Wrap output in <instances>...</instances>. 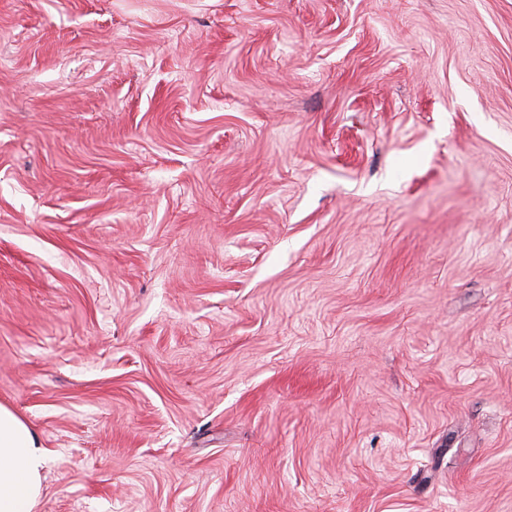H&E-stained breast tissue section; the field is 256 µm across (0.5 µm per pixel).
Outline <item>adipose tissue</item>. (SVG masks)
<instances>
[{
	"mask_svg": "<svg viewBox=\"0 0 512 512\" xmlns=\"http://www.w3.org/2000/svg\"><path fill=\"white\" fill-rule=\"evenodd\" d=\"M46 454L36 432L0 404V512H34Z\"/></svg>",
	"mask_w": 512,
	"mask_h": 512,
	"instance_id": "obj_1",
	"label": "adipose tissue"
}]
</instances>
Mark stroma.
Masks as SVG:
<instances>
[{"instance_id": "obj_1", "label": "stroma", "mask_w": 512, "mask_h": 512, "mask_svg": "<svg viewBox=\"0 0 512 512\" xmlns=\"http://www.w3.org/2000/svg\"><path fill=\"white\" fill-rule=\"evenodd\" d=\"M0 404L34 512H512V0H0ZM46 454L39 436L0 404V512H33L42 493Z\"/></svg>"}]
</instances>
